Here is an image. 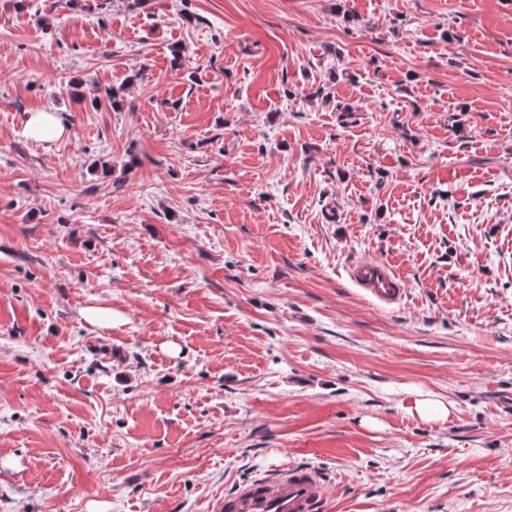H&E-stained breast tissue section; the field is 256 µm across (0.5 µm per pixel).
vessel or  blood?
<instances>
[{
  "label": "vessel or blood",
  "mask_w": 512,
  "mask_h": 512,
  "mask_svg": "<svg viewBox=\"0 0 512 512\" xmlns=\"http://www.w3.org/2000/svg\"><path fill=\"white\" fill-rule=\"evenodd\" d=\"M351 276L382 304L398 303L403 296L401 279L387 264L361 262ZM326 494L325 483L314 471L288 467L238 484L219 507L221 512H319Z\"/></svg>",
  "instance_id": "b4317fda"
}]
</instances>
